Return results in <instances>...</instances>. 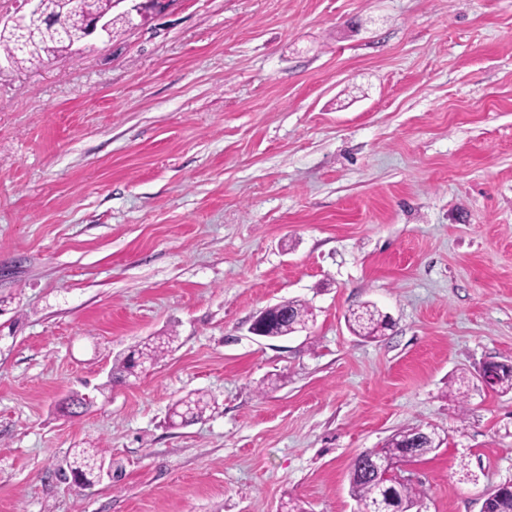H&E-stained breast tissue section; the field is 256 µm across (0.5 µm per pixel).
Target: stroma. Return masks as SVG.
<instances>
[{"label": "stroma", "mask_w": 512, "mask_h": 512, "mask_svg": "<svg viewBox=\"0 0 512 512\" xmlns=\"http://www.w3.org/2000/svg\"><path fill=\"white\" fill-rule=\"evenodd\" d=\"M286 300L306 330L250 333ZM368 303L377 339L347 326ZM489 361L512 362V0H169L0 71V512H359L352 460L414 427L443 443L401 468L411 512H480L512 483ZM191 393L215 409L169 424ZM87 445L111 477L56 479ZM173 336L157 337L140 344L138 348L121 358H117L112 367V376L116 381L136 376L143 367H152L168 351Z\"/></svg>", "instance_id": "35a3bbf8"}]
</instances>
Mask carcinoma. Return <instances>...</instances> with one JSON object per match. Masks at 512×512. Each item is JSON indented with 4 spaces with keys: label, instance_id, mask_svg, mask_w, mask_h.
I'll list each match as a JSON object with an SVG mask.
<instances>
[{
    "label": "carcinoma",
    "instance_id": "carcinoma-1",
    "mask_svg": "<svg viewBox=\"0 0 512 512\" xmlns=\"http://www.w3.org/2000/svg\"><path fill=\"white\" fill-rule=\"evenodd\" d=\"M111 0H77L81 17L84 13L106 12L110 10ZM74 24L66 26H46L37 34L43 52L33 53L25 48L24 40H0V51L12 59V63H31L39 61L43 56L59 54L69 50V40ZM312 316L310 309L298 301H284L276 305L274 312L263 319L258 327L262 328L266 337L279 338L307 327ZM352 330L364 337H374L388 326L387 316L377 308L365 306L350 314L348 319ZM173 337L167 336L150 339L118 358L112 367V376L116 381L135 376L142 368H148L168 351ZM215 405V401L200 394L188 395L175 404L173 417L185 413L190 418H200ZM443 443V439L435 432L419 437V429H404L394 433L381 448V455L391 464L397 466L412 458L426 455ZM104 464L102 457L88 448H76L65 457L58 467L59 476L69 479L70 475L78 474L87 479L94 478L98 467ZM370 467L368 457L360 454L351 463L349 482L353 498L362 508L370 512H393V507L409 509L420 497V490L411 481L381 483L370 478L367 470ZM488 512H512V490L493 497L488 503Z\"/></svg>",
    "mask_w": 512,
    "mask_h": 512
}]
</instances>
